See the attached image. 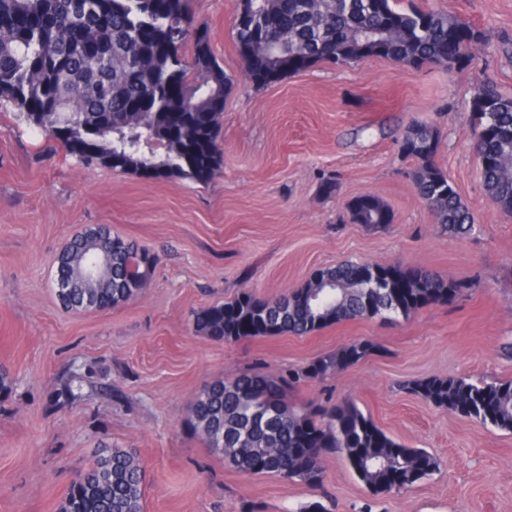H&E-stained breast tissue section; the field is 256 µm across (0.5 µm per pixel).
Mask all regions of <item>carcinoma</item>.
Segmentation results:
<instances>
[{
	"mask_svg": "<svg viewBox=\"0 0 512 512\" xmlns=\"http://www.w3.org/2000/svg\"><path fill=\"white\" fill-rule=\"evenodd\" d=\"M255 27L234 24L247 77L266 85L318 62L347 66L370 56L362 35L388 31L382 57L445 69L471 64L484 34L451 12L404 6V0H250ZM193 42L192 63L184 48ZM232 80L214 57L208 33L194 27L192 0H0V107L8 106L83 166L120 169L148 178L207 183L219 171L224 100ZM488 199L512 212V95L484 82L465 105ZM158 137L162 154L143 141ZM415 161L414 187L436 222L458 237L475 230L447 173L437 164L439 133L410 124L397 140ZM354 224L380 228L393 212L376 196L347 207ZM110 259L99 279L85 280L89 254ZM159 257L99 226L74 237L57 256L56 272L71 288L58 298L71 312L106 311L137 298ZM276 298L241 292L198 311L196 332L216 341L282 334L309 335L358 318H405L430 304L453 302L471 285L396 265L346 261ZM316 289V300L304 293ZM353 342L280 377L241 373L206 384L192 404L188 427L239 472L271 473L313 489L322 461L342 456L374 495L411 486L437 470L436 458L395 442L347 398L312 406L288 391L321 381L370 355ZM410 390L433 405L512 432V380L430 378ZM145 471L130 448L105 447L72 482L59 512H143Z\"/></svg>",
	"mask_w": 512,
	"mask_h": 512,
	"instance_id": "1",
	"label": "carcinoma"
}]
</instances>
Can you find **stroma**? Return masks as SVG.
<instances>
[{"instance_id": "35a3bbf8", "label": "stroma", "mask_w": 512, "mask_h": 512, "mask_svg": "<svg viewBox=\"0 0 512 512\" xmlns=\"http://www.w3.org/2000/svg\"><path fill=\"white\" fill-rule=\"evenodd\" d=\"M453 11L488 43L466 68H420L371 57L319 63L264 86L244 75L232 36L236 0H195L214 55L233 81L224 103V161L206 184L86 167L0 108V512H58L77 474L104 447L135 449L145 467L143 512H512V433L456 415L408 391L433 377L511 380L512 213L492 204L464 107L490 80L512 94V0H416ZM437 126V161L476 218L455 237L412 183L396 141L412 123ZM333 174V194L321 187ZM378 196L393 223H352L347 205ZM158 255L135 300L73 313L53 291L55 258L99 225ZM345 261L426 269L470 282L449 304L409 318L355 319L310 335L219 342L193 315L243 291L270 299ZM357 341L363 360L289 394L307 405L354 400L396 442L438 469L406 490L372 496L338 455L319 490L245 475L187 425L202 388L247 371L285 374ZM71 385L76 396L64 403Z\"/></svg>"}]
</instances>
